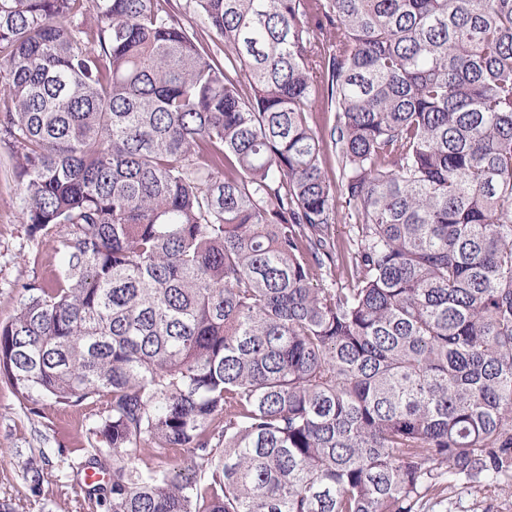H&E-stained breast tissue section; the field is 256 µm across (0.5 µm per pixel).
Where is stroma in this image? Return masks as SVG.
Wrapping results in <instances>:
<instances>
[{
  "instance_id": "35a3bbf8",
  "label": "stroma",
  "mask_w": 512,
  "mask_h": 512,
  "mask_svg": "<svg viewBox=\"0 0 512 512\" xmlns=\"http://www.w3.org/2000/svg\"><path fill=\"white\" fill-rule=\"evenodd\" d=\"M14 165L0 146V321L16 313L18 285L48 276L58 261L51 247L31 239L20 222L21 185ZM95 412L92 405H30L0 379V502L12 503L19 512H104L88 500L77 472ZM28 466L44 473L39 492H32L24 478ZM426 512H512V498L489 491L474 494L458 486L449 489L447 500L430 502Z\"/></svg>"
}]
</instances>
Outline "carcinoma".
<instances>
[{"mask_svg":"<svg viewBox=\"0 0 512 512\" xmlns=\"http://www.w3.org/2000/svg\"><path fill=\"white\" fill-rule=\"evenodd\" d=\"M87 2L0 0V143L59 255L0 377L97 406L87 496H512V0H192L222 61L161 0Z\"/></svg>","mask_w":512,"mask_h":512,"instance_id":"carcinoma-1","label":"carcinoma"}]
</instances>
